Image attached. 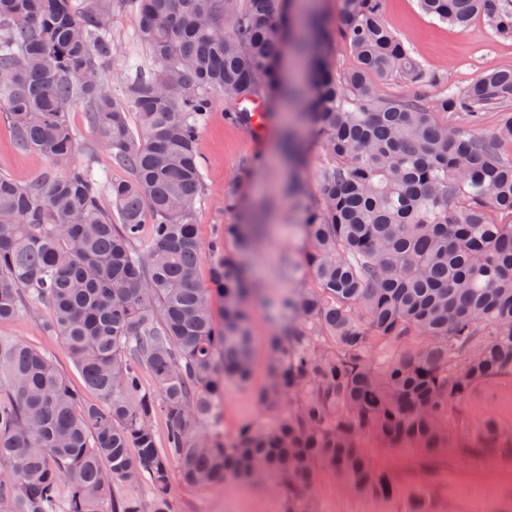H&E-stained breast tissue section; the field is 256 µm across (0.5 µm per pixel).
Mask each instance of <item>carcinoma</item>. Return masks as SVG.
I'll return each instance as SVG.
<instances>
[{
    "instance_id": "obj_1",
    "label": "carcinoma",
    "mask_w": 512,
    "mask_h": 512,
    "mask_svg": "<svg viewBox=\"0 0 512 512\" xmlns=\"http://www.w3.org/2000/svg\"><path fill=\"white\" fill-rule=\"evenodd\" d=\"M128 5L155 70L126 80L118 100L101 72L112 20ZM418 6L462 30L482 15L512 36V0ZM286 25L277 0H81L78 9L0 0L5 117L19 147L63 166L25 186L0 175V322L47 305L45 328L96 395L83 400L50 356L0 337V512H145L136 494L112 493L143 481L151 512H175L176 475L268 487L281 512H318L311 491L324 473L339 490L388 501L397 485L362 441L407 443L430 461L448 447L464 400L512 375V115L489 138L443 120L508 107L512 68L430 103L419 94L383 101L377 79L421 89L441 76L384 24L381 0H343L336 36L357 65L330 67L331 31L312 17L294 45L312 86L303 96L280 77ZM216 93L245 126L247 104L300 98L302 124L326 156L302 224L316 287L265 300L302 318L269 337L256 401L274 420L232 437L213 423L224 382L250 379L251 299L263 293L248 256L266 225H224L234 251L198 237V140ZM75 100L130 173L110 186L117 224L89 167L69 163ZM283 147L300 167L299 137L284 133ZM144 224L150 241L137 251ZM205 249L211 289L195 278ZM214 292L224 298L220 325ZM144 371L155 389L143 386ZM480 447L511 452L512 425L486 420Z\"/></svg>"
}]
</instances>
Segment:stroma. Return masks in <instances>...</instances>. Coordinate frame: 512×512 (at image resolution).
I'll use <instances>...</instances> for the list:
<instances>
[{"label": "stroma", "mask_w": 512, "mask_h": 512, "mask_svg": "<svg viewBox=\"0 0 512 512\" xmlns=\"http://www.w3.org/2000/svg\"><path fill=\"white\" fill-rule=\"evenodd\" d=\"M382 18L411 48L425 67L440 72L442 82L424 90L426 98L438 96L445 87L463 89L483 73L512 68V38L495 33L485 17H474L467 29L442 23L421 12L417 0H384ZM136 10H122L112 23L114 56L103 77L113 95H120L123 80L136 73H149L152 60L138 39ZM226 105L214 97L213 109L199 136V153L204 174V191L194 204V222L202 243H209L224 226L237 223V214L224 208V191L235 183L245 162L255 169L245 186L250 209H263L269 230L252 263L257 272L267 274L271 293L314 287L306 272L277 278L275 267L282 260L302 261V214L296 201L283 198L281 187L288 179V167L278 149L284 125L299 126L297 112H289L287 123H271L262 117L250 126L230 123L224 118ZM78 148L72 160L89 166L102 183L128 179L126 169L112 159V152L97 137L90 124L85 102H74L68 112ZM52 162L36 150L19 149L10 123L0 111V174L26 185L52 169ZM50 316L47 305L23 311L11 321L0 322V336L25 341L51 354L66 374L70 386L83 399H92L60 338L44 327ZM276 312L256 306L252 317L255 336L252 377L249 384L225 382L218 400L217 429L227 435L245 422H270L271 414L255 401V393L266 376V342L277 332ZM461 422L452 424L454 445L445 449L437 463L433 481H425L419 471V453L411 448H386L365 442L373 464L387 470L399 487L397 499L389 505L364 495L338 493L332 478L322 475L316 490L320 512H406L412 495L427 502V512H512V454L464 447L463 442L478 435L485 418L512 423V377L479 385L461 406ZM171 498L177 512H280L278 500L264 487L245 483L187 486L173 480Z\"/></svg>", "instance_id": "obj_1"}]
</instances>
